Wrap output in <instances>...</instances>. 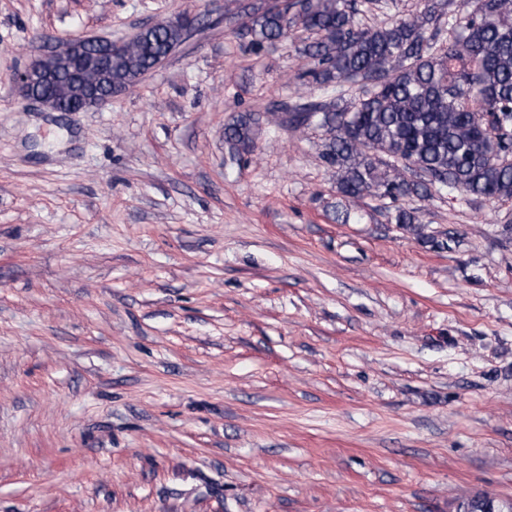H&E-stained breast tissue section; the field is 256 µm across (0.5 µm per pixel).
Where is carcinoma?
<instances>
[{
	"instance_id": "carcinoma-1",
	"label": "carcinoma",
	"mask_w": 512,
	"mask_h": 512,
	"mask_svg": "<svg viewBox=\"0 0 512 512\" xmlns=\"http://www.w3.org/2000/svg\"><path fill=\"white\" fill-rule=\"evenodd\" d=\"M364 2L371 0H251L227 17L256 48L296 30L312 35L303 47L310 66L297 79L329 100L294 107L289 123L323 130V158L336 168L343 197L397 200L437 185L512 200V0H477L466 14L426 0L414 14L373 26L355 20ZM185 36L182 27L162 26L113 48L112 89L135 85ZM349 81L362 85L357 102L332 97ZM38 91L70 97L61 80ZM260 123L256 113L240 114L224 128L226 143L253 152ZM395 221L421 235L414 212L400 209Z\"/></svg>"
}]
</instances>
